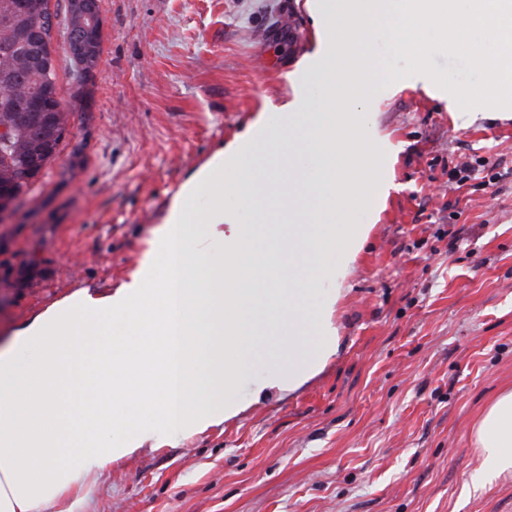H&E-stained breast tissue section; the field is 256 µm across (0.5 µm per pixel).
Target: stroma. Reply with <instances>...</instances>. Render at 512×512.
<instances>
[{
    "label": "stroma",
    "mask_w": 512,
    "mask_h": 512,
    "mask_svg": "<svg viewBox=\"0 0 512 512\" xmlns=\"http://www.w3.org/2000/svg\"><path fill=\"white\" fill-rule=\"evenodd\" d=\"M322 0H100V60L84 82L51 0L57 158L0 223V344L73 291L127 281L182 184L247 126L287 123L292 79L324 41ZM420 58L371 36L366 142L389 191L326 224L367 225L342 284L340 350L291 394L238 389L224 425L113 463L71 512H512V477L474 489L470 431L512 385V98L424 28ZM454 104H447L449 90ZM479 120H471V113ZM471 173L456 181L457 164Z\"/></svg>",
    "instance_id": "35a3bbf8"
}]
</instances>
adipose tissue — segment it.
Here are the masks:
<instances>
[{"label": "adipose tissue", "mask_w": 512, "mask_h": 512, "mask_svg": "<svg viewBox=\"0 0 512 512\" xmlns=\"http://www.w3.org/2000/svg\"><path fill=\"white\" fill-rule=\"evenodd\" d=\"M432 18L454 42L472 26L491 33L498 47L478 59L497 80L489 96L512 80V0H477L471 11L460 0H338L309 73L336 86L346 59L366 58L376 24H393L399 46L415 53L400 25ZM305 87L298 82L285 107L287 126H249L190 177L129 284L104 297L79 289L20 323L0 348V512H54L163 431L194 434L238 416L247 408L238 385L256 365L268 368L260 390L292 393L337 355L339 284L366 232L320 223L317 204L343 208L363 196L377 154L358 147L356 101L318 113ZM227 169L260 203L263 233L223 206L190 207ZM218 231L221 271L207 261ZM317 291L321 302L310 306ZM472 438L481 458L474 487L512 476V388L489 402Z\"/></svg>", "instance_id": "obj_1"}]
</instances>
